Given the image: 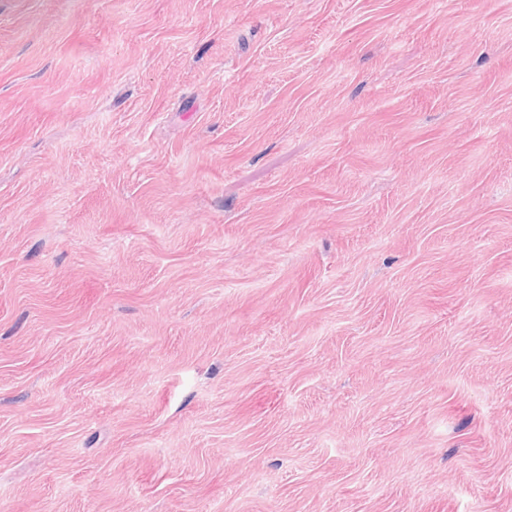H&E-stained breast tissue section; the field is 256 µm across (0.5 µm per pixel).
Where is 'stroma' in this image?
<instances>
[{
  "mask_svg": "<svg viewBox=\"0 0 512 512\" xmlns=\"http://www.w3.org/2000/svg\"><path fill=\"white\" fill-rule=\"evenodd\" d=\"M0 512H512V0H0Z\"/></svg>",
  "mask_w": 512,
  "mask_h": 512,
  "instance_id": "1",
  "label": "stroma"
}]
</instances>
